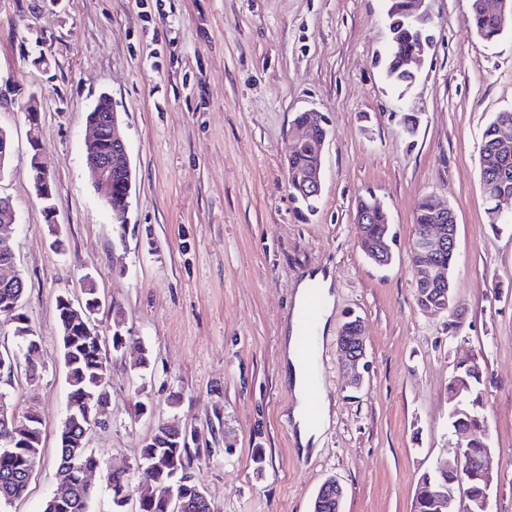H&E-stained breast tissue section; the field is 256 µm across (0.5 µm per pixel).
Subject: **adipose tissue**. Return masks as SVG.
Masks as SVG:
<instances>
[{
    "label": "adipose tissue",
    "instance_id": "adipose-tissue-1",
    "mask_svg": "<svg viewBox=\"0 0 512 512\" xmlns=\"http://www.w3.org/2000/svg\"><path fill=\"white\" fill-rule=\"evenodd\" d=\"M318 285L321 291L322 305L324 309L323 315H320L315 330L316 332H324L327 323L328 311H331L334 294L331 290L332 278L323 272H315L311 277L305 278L300 284L294 308L295 315H292L290 322V334L286 340L285 352V368L283 372L284 380L290 385L294 397V404L291 409V419L295 426L296 439L302 450H311L313 446L318 445L324 432L326 422L328 420V412L330 402L325 391H318L317 398L319 401L320 412L317 423H310L307 416V401L309 396V387L306 383V372L308 370L307 363L301 359L296 350V338L302 332V323L298 315L302 310L306 301L308 290L311 285Z\"/></svg>",
    "mask_w": 512,
    "mask_h": 512
}]
</instances>
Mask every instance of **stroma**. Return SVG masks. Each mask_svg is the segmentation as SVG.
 <instances>
[{"label": "stroma", "instance_id": "35a3bbf8", "mask_svg": "<svg viewBox=\"0 0 512 512\" xmlns=\"http://www.w3.org/2000/svg\"><path fill=\"white\" fill-rule=\"evenodd\" d=\"M427 7L434 45L415 81L396 87L384 72L385 0H0V82L11 88L0 128L13 140L0 193L16 210L0 232L26 280L41 368L0 389L17 412L38 413L44 448L9 512H42L58 490L68 387L56 300L79 295L86 275L103 345L117 328L135 339L108 355L107 415L87 443L101 460L91 512H113L108 469L135 468L161 419L199 436L192 472L215 512H311L332 476L342 512H410L421 476L448 455V381L472 354L488 370L491 508L512 512V223L490 225L479 182L482 132L512 109V29L487 42L467 24L469 0ZM103 92L133 166L123 228L84 164L86 111ZM310 108L331 128L313 213L292 197L285 162ZM408 112L420 119L412 135ZM34 138L55 178L54 232L32 187ZM427 196L456 215L465 319L454 332L415 303L410 245ZM371 197L391 224L386 266L358 243L356 207ZM318 271L336 293L319 360L330 410L319 450L305 454L282 363L293 295ZM351 314L369 362L359 389L338 358Z\"/></svg>", "mask_w": 512, "mask_h": 512}]
</instances>
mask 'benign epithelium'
<instances>
[{
  "instance_id": "benign-epithelium-1",
  "label": "benign epithelium",
  "mask_w": 512,
  "mask_h": 512,
  "mask_svg": "<svg viewBox=\"0 0 512 512\" xmlns=\"http://www.w3.org/2000/svg\"><path fill=\"white\" fill-rule=\"evenodd\" d=\"M426 0H410L408 17L415 21H432L425 7ZM486 7L494 11L506 26L512 19V7L508 0H489ZM433 46V36L420 39L419 49L404 58L401 67L415 81L416 74L411 65L420 62ZM87 122L92 135L84 144L86 164L92 173L94 186L101 201L114 217L125 216L132 188V162L126 141L119 135L118 127L121 113L112 99L100 95L90 106ZM295 126L300 134L294 137L288 146V153L305 147L314 156L312 164L304 169L291 171L290 179L295 191V199L320 198L322 192V169L325 144L328 137L326 118L314 109L305 111L304 116L295 117ZM33 154L31 169L38 178L33 180L36 195L45 204V214L49 227H56L52 200L55 194V182L44 166L39 145L31 141ZM429 208L435 216L433 224L414 242L413 248L423 258V263L415 270L416 278L427 288H434L439 294L450 291L448 268L441 262L443 254L453 249L455 239L452 227L448 224L452 214L448 207L427 199ZM19 282V272L15 268V254L11 240L0 235V286L11 288ZM68 307L81 320L85 321L91 333H96L94 316L98 309L88 308L84 299H67ZM342 353L341 361L350 367L349 385L358 388L363 383L366 345L362 337V324L358 318L345 322L338 338ZM454 438L453 455L438 466L441 480L421 481L413 512H421L425 507L431 512H492L490 495L493 483L492 446L490 433H485L482 446L472 447L467 431L452 432Z\"/></svg>"
}]
</instances>
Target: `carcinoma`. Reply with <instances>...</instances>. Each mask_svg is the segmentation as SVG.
Returning <instances> with one entry per match:
<instances>
[{"instance_id":"obj_1","label":"carcinoma","mask_w":512,"mask_h":512,"mask_svg":"<svg viewBox=\"0 0 512 512\" xmlns=\"http://www.w3.org/2000/svg\"><path fill=\"white\" fill-rule=\"evenodd\" d=\"M388 22L399 28L391 38L386 57V76L395 85L404 84L406 75L400 68L404 56L414 52L419 45L418 31L422 25L413 22L401 24L405 18L409 0H387ZM470 9L468 22L472 30L482 39L493 41L502 34L501 25L496 16L489 13L484 6L485 0H469ZM507 117L512 120L511 112H498L486 125L480 148V158L495 157L497 165L487 166L480 163L479 180L482 192L493 190L496 200H487L489 209H494L498 202L512 203V142L503 143L499 139L497 120ZM368 210L367 223L358 225L360 243L368 246L386 235V218L384 214L370 208L365 201L358 203L357 210ZM431 223V215L426 200L418 203L415 219L414 236H419ZM26 288H0V314L7 312L20 321L22 316L12 312L13 308H21ZM63 349L64 366L68 397L77 404L85 397L93 400L107 397L108 362L100 344L99 337L86 334L82 322H59ZM17 331L26 333L22 337L26 345L25 365H20L19 357L7 353L4 355L3 372L8 375L14 370L24 368L27 378L34 380L38 370L31 364L32 353L38 349L35 336L26 326H17ZM483 378L485 370L481 366L466 367L459 370L449 381L448 388L458 385L467 388L465 394L472 404L471 410L481 414L483 400ZM449 426L453 430H465L475 427V437L482 438L484 427L464 414H449ZM94 424L84 416L65 415L62 422L56 448L55 462L57 475L72 488L71 493L60 500L54 512H90L93 493L82 486L75 472L81 468L89 469L99 466V458L87 450L79 455L75 465H70L72 452L86 444L87 436ZM176 434L165 427H156L149 441L142 448L141 466L131 472H115L107 474L108 487L116 494L120 490L135 495L138 512H173L176 504L183 505L181 512H214L213 504L196 491L197 483L186 481L187 471L192 469L193 457L199 451H190L187 445L175 440ZM42 422L39 415L28 410L21 414L16 422L4 426L0 423V499L10 497L12 501L20 500L27 488L26 475L35 470L42 456ZM161 483L172 486L173 499L166 503L154 493L155 487Z\"/></svg>"}]
</instances>
